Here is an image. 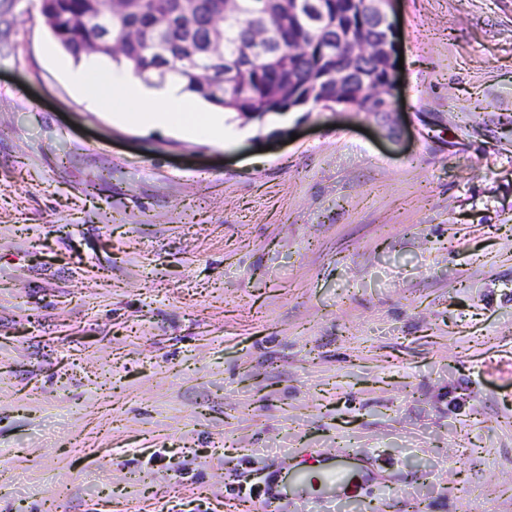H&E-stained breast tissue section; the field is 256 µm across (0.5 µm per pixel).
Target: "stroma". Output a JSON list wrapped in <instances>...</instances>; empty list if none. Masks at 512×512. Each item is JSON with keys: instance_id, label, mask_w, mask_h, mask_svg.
Listing matches in <instances>:
<instances>
[{"instance_id": "35a3bbf8", "label": "stroma", "mask_w": 512, "mask_h": 512, "mask_svg": "<svg viewBox=\"0 0 512 512\" xmlns=\"http://www.w3.org/2000/svg\"><path fill=\"white\" fill-rule=\"evenodd\" d=\"M396 113L92 111L0 0V512H512V0H393ZM333 458L335 459L334 469L329 472L318 497L322 505L320 510L325 512H335L338 508L336 505L337 488L346 482L347 467L353 458V453L350 448H339Z\"/></svg>"}]
</instances>
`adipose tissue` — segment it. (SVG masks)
Wrapping results in <instances>:
<instances>
[{
	"mask_svg": "<svg viewBox=\"0 0 512 512\" xmlns=\"http://www.w3.org/2000/svg\"><path fill=\"white\" fill-rule=\"evenodd\" d=\"M71 87L92 107L115 104L113 120L138 128L175 129L193 137L221 144L227 139V115L223 108L190 100L179 80L149 84L139 77L111 70L101 60L89 58L68 70Z\"/></svg>",
	"mask_w": 512,
	"mask_h": 512,
	"instance_id": "ef3b65f1",
	"label": "adipose tissue"
}]
</instances>
